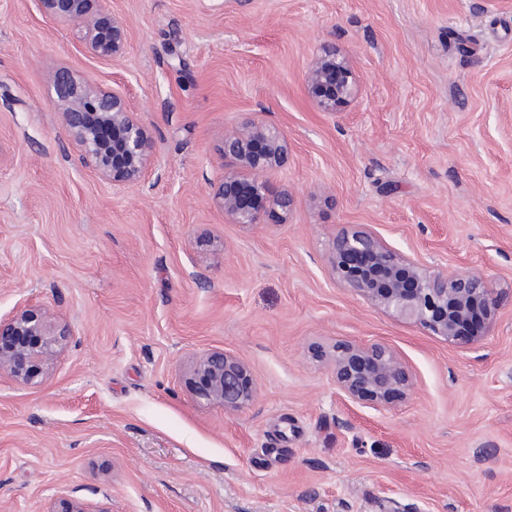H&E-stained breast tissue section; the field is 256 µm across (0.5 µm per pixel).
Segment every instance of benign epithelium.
I'll use <instances>...</instances> for the list:
<instances>
[{
    "label": "benign epithelium",
    "mask_w": 512,
    "mask_h": 512,
    "mask_svg": "<svg viewBox=\"0 0 512 512\" xmlns=\"http://www.w3.org/2000/svg\"><path fill=\"white\" fill-rule=\"evenodd\" d=\"M40 14L57 26L82 28V46L101 61L120 57L128 30L125 21L102 13V0H36ZM62 128L80 147L81 159L121 189L142 186L158 164L155 138L118 89L80 82L66 68L49 75ZM318 108L335 112L353 93L349 60L334 43L320 47L305 74ZM223 159L233 164L217 183L214 197L235 224H258V203L267 192L265 175L285 164L288 140L276 127L245 120L224 133ZM337 279L351 293L385 313L413 322L451 344L470 345L478 336L464 324L477 311L493 325L500 293L478 272L431 273L389 247L365 227H343L328 254ZM74 342L67 321L40 305L24 303L0 316V378L20 386L46 375ZM338 389L351 400L381 405L406 396L413 387L407 367L383 343L340 342L324 353ZM189 371L196 396L209 405L238 411L255 395L250 365L222 349L192 358ZM47 512H92L77 498H62Z\"/></svg>",
    "instance_id": "7a95c632"
}]
</instances>
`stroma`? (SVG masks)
<instances>
[{"label": "stroma", "instance_id": "1", "mask_svg": "<svg viewBox=\"0 0 512 512\" xmlns=\"http://www.w3.org/2000/svg\"><path fill=\"white\" fill-rule=\"evenodd\" d=\"M128 28L100 63L35 0H0V315L62 312L77 339L35 385L0 380V512L62 497L107 512H512V0H106ZM356 90L321 111L323 42ZM120 89L160 164L116 193L78 160L50 72ZM278 127L260 223L212 185L224 133ZM288 192L294 205L273 210ZM363 225L432 272L505 297L454 345L341 284L333 235ZM224 242L215 259L198 238ZM388 345L414 388L381 406L317 349ZM220 348L256 393L227 412L185 370Z\"/></svg>", "mask_w": 512, "mask_h": 512}]
</instances>
